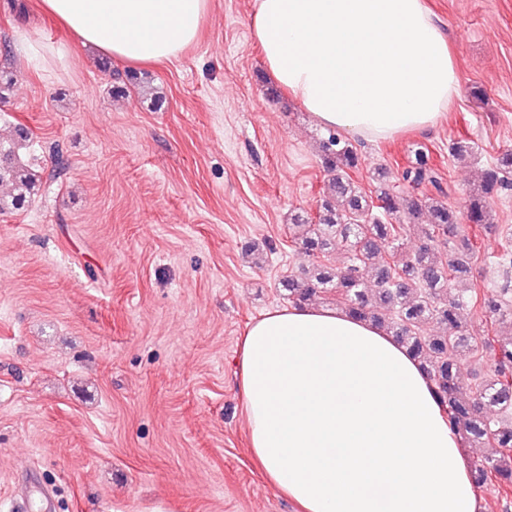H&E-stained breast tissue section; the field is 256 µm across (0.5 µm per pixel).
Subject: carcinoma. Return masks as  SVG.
I'll return each mask as SVG.
<instances>
[{"instance_id": "cac0c4a2", "label": "carcinoma", "mask_w": 512, "mask_h": 512, "mask_svg": "<svg viewBox=\"0 0 512 512\" xmlns=\"http://www.w3.org/2000/svg\"><path fill=\"white\" fill-rule=\"evenodd\" d=\"M33 131L23 124L0 137V213L19 211L43 184L32 152ZM457 160L478 159L466 141L448 146ZM414 160L402 171L412 188L429 185L434 192H399L390 172L379 165L372 172L373 189L366 192L350 172L359 165L357 147L331 130L321 142L320 162L327 180L315 224L294 223L297 252L303 263L281 281L288 302L303 307L318 298L344 305L352 317L372 321L405 347L432 382L448 424L469 448L492 452L472 461L477 486L495 481L512 488V290L479 297L471 279L479 259L448 205V192L429 166L428 155L417 147ZM512 151L484 166L479 184L467 195L466 217L472 224H493L490 199L512 185ZM416 235L419 243L404 250ZM343 248L347 263L331 262ZM475 310L486 321L506 329V337L490 336L485 328L464 324L459 311ZM438 325L435 335L424 326ZM471 359L484 366L475 382L458 379L459 363Z\"/></svg>"}]
</instances>
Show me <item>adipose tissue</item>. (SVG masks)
<instances>
[{"label": "adipose tissue", "instance_id": "obj_1", "mask_svg": "<svg viewBox=\"0 0 512 512\" xmlns=\"http://www.w3.org/2000/svg\"><path fill=\"white\" fill-rule=\"evenodd\" d=\"M73 40L133 64L179 57L209 0H41ZM268 70L325 129L370 141L435 126L458 91L425 0H256ZM239 398L267 483L300 512H484L470 456L419 363L378 325L275 309L240 344Z\"/></svg>", "mask_w": 512, "mask_h": 512}]
</instances>
